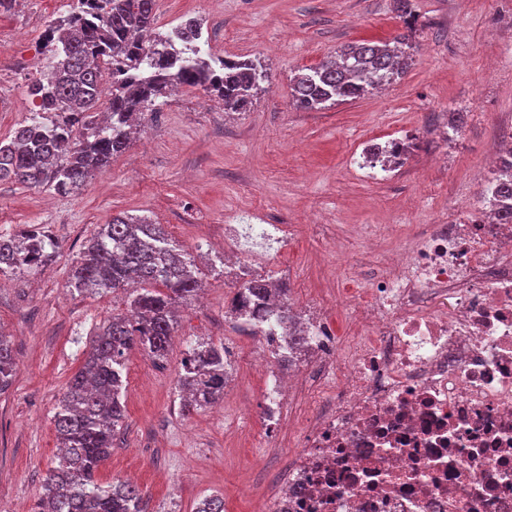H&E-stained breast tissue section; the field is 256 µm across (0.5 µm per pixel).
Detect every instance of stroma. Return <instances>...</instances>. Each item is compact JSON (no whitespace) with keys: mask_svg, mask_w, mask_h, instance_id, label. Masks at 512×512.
Returning <instances> with one entry per match:
<instances>
[{"mask_svg":"<svg viewBox=\"0 0 512 512\" xmlns=\"http://www.w3.org/2000/svg\"><path fill=\"white\" fill-rule=\"evenodd\" d=\"M74 0H18L0 11V139L31 115L29 87L48 64V29ZM157 0L155 29L194 17L213 53L245 57L268 74L250 108L226 117L217 98L182 88L146 114L109 169L71 195L0 181V231L42 224L61 243L56 262L29 276L0 275V333L17 362L0 395V512H33L58 453L54 413L81 368L97 328L124 313L123 293L77 294L66 287L74 257L97 225L122 214L149 218L194 255L206 301L177 306L165 359L131 353L126 418L98 478L138 486L149 512H195L208 496L224 512H261L286 474L300 430L267 427L263 375L251 367L261 341L226 317L237 284L211 259L224 254V227L292 224L294 236L271 243L255 274L285 282L303 303L324 300L327 320L347 343L346 287L363 288L380 252L422 224L462 217L476 203L486 163L512 138V0ZM401 34L414 45L400 80L319 111L297 108L290 80L340 47ZM457 133H449L450 122ZM410 132L417 146L391 180L353 175L351 152L368 137ZM223 343L230 363L222 404L179 411L175 383L188 350Z\"/></svg>","mask_w":512,"mask_h":512,"instance_id":"1","label":"stroma"}]
</instances>
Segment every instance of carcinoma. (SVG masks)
Masks as SVG:
<instances>
[{
    "label": "carcinoma",
    "mask_w": 512,
    "mask_h": 512,
    "mask_svg": "<svg viewBox=\"0 0 512 512\" xmlns=\"http://www.w3.org/2000/svg\"><path fill=\"white\" fill-rule=\"evenodd\" d=\"M156 0H77L49 37L50 77L30 88L39 111L0 139V180L50 187L73 194L101 172L129 144V128L153 111L158 98L179 84L201 89L224 102L227 112H245L260 83L261 65L248 59L198 56V26L189 21L179 35L146 41ZM396 46L363 41L348 44L307 73L292 79V96L305 110H319L347 97H360L405 73L410 54L406 36ZM108 94V118H97V103ZM490 194L498 223L512 224V161L498 166ZM60 244L41 224L0 233V273L30 275L58 257ZM193 255L146 218L114 216L98 225L74 260L67 288L82 293H124L127 311L102 326L85 351L80 370L67 382L54 424L59 453L43 479L35 512H148L142 492L128 481L102 484L101 463L125 419L126 361L133 350L154 360L166 357L176 320L175 304L201 288ZM268 284L257 277L241 283L231 315L242 319L251 306L270 301ZM16 361L0 335V394L13 384ZM180 409L201 411L224 399V344L202 341L191 347L176 382Z\"/></svg>",
    "instance_id": "carcinoma-1"
}]
</instances>
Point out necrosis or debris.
Segmentation results:
<instances>
[{
	"mask_svg": "<svg viewBox=\"0 0 512 512\" xmlns=\"http://www.w3.org/2000/svg\"><path fill=\"white\" fill-rule=\"evenodd\" d=\"M287 224H228L264 258ZM340 345L322 304L299 328L268 308L254 324L268 422L286 415L297 376L283 355L310 350L331 405L307 421L288 479L265 512H512V224L483 206L418 228L351 303Z\"/></svg>",
	"mask_w": 512,
	"mask_h": 512,
	"instance_id": "4bbe7bcc",
	"label": "necrosis or debris"
}]
</instances>
